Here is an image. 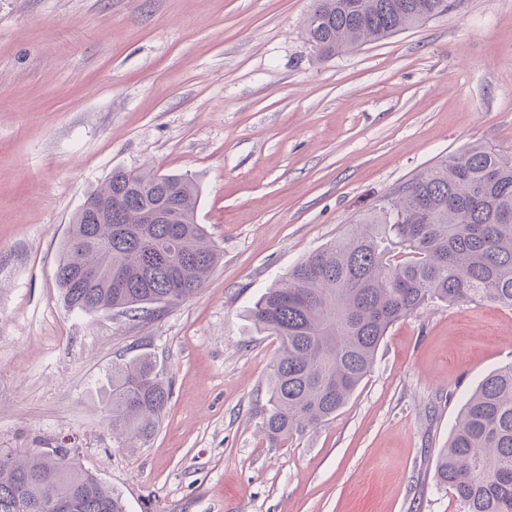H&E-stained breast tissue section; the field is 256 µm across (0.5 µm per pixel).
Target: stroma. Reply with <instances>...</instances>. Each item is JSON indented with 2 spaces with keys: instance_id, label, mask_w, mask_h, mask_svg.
I'll return each mask as SVG.
<instances>
[{
  "instance_id": "1",
  "label": "stroma",
  "mask_w": 512,
  "mask_h": 512,
  "mask_svg": "<svg viewBox=\"0 0 512 512\" xmlns=\"http://www.w3.org/2000/svg\"><path fill=\"white\" fill-rule=\"evenodd\" d=\"M313 0H0V452L63 445L126 512H462L439 448L512 364V309L432 303L395 324L317 428L269 441L276 337L248 309L360 213L466 146L512 152V0L327 58ZM191 175L222 258L131 318L69 309L55 270L113 170ZM147 355L170 400L116 441L113 365Z\"/></svg>"
}]
</instances>
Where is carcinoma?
I'll use <instances>...</instances> for the list:
<instances>
[{
	"label": "carcinoma",
	"mask_w": 512,
	"mask_h": 512,
	"mask_svg": "<svg viewBox=\"0 0 512 512\" xmlns=\"http://www.w3.org/2000/svg\"><path fill=\"white\" fill-rule=\"evenodd\" d=\"M457 0H314L307 40L325 57L439 17ZM198 189L183 174L115 169L72 218L56 276L64 302L131 318L203 287L221 259L196 223ZM512 308V154L474 144L385 196L349 231L267 289L249 317L276 337L269 382L272 440L342 408L371 372L388 330L428 303ZM170 398L152 361L112 367L109 426L151 436ZM0 463V512L75 497L73 512H124L71 449ZM438 484L463 512H512V364L483 380L439 450Z\"/></svg>",
	"instance_id": "carcinoma-1"
}]
</instances>
